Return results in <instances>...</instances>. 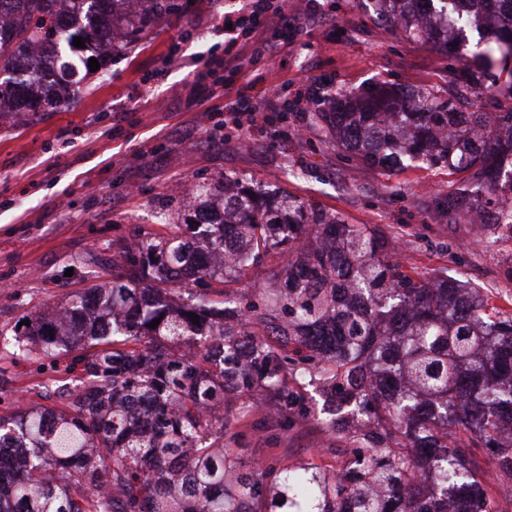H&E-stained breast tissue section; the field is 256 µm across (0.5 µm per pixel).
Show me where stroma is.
Listing matches in <instances>:
<instances>
[{
    "instance_id": "1",
    "label": "stroma",
    "mask_w": 512,
    "mask_h": 512,
    "mask_svg": "<svg viewBox=\"0 0 512 512\" xmlns=\"http://www.w3.org/2000/svg\"><path fill=\"white\" fill-rule=\"evenodd\" d=\"M235 2L182 0L177 18L90 76L76 105L18 127L0 123V415L40 403V386L68 378L64 362L20 355L17 343L26 316L77 289L67 269L111 257L113 243L173 214L186 185L221 174L371 225L405 265L448 268L512 307V242L485 251L470 224L429 216L460 175L363 164L315 124L318 105L305 93L312 77L328 98L371 86L451 93V69L474 52L477 32L468 30L462 51L443 53L379 23L370 0H320L321 20L236 75L235 86L251 89V120L226 108L224 87L194 96L199 74L239 50L224 39ZM321 439L312 425L247 426L239 445L246 459L289 464L313 458Z\"/></svg>"
}]
</instances>
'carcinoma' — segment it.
Returning <instances> with one entry per match:
<instances>
[{
  "mask_svg": "<svg viewBox=\"0 0 512 512\" xmlns=\"http://www.w3.org/2000/svg\"><path fill=\"white\" fill-rule=\"evenodd\" d=\"M460 1L486 47L462 63L454 94L413 90L399 108L373 94L371 112L331 97L315 120L377 170L468 173L433 208L455 223L486 213L491 248L512 239V112L457 101L512 79V0L372 7L442 51ZM128 2L0 0V120L76 102L86 49L101 63L180 10ZM39 46L48 53L31 56ZM176 214L112 244L82 289L28 317L25 351L64 358L79 377L46 389L51 406L0 415V512H508L512 312L285 191L221 175ZM265 262V288L227 289ZM199 280L210 289L189 287ZM257 412L266 428L312 422L333 464L245 461L234 444Z\"/></svg>",
  "mask_w": 512,
  "mask_h": 512,
  "instance_id": "cac0c4a2",
  "label": "carcinoma"
}]
</instances>
